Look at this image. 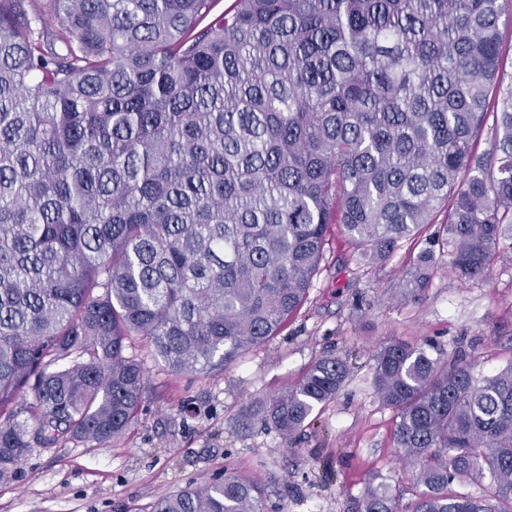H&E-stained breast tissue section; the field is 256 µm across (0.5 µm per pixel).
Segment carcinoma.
Returning a JSON list of instances; mask_svg holds the SVG:
<instances>
[{
    "label": "carcinoma",
    "instance_id": "1",
    "mask_svg": "<svg viewBox=\"0 0 512 512\" xmlns=\"http://www.w3.org/2000/svg\"><path fill=\"white\" fill-rule=\"evenodd\" d=\"M0 0V480L32 445L120 439L140 409L143 336L171 372L212 374L307 298L328 228L382 262L430 224L402 294L439 261L512 260V0ZM491 147L475 151L484 128ZM374 390L423 487L347 512H512V366L397 339ZM350 374L317 360L244 409L246 431L312 425ZM479 483V491L451 490ZM138 512H264L229 475Z\"/></svg>",
    "mask_w": 512,
    "mask_h": 512
}]
</instances>
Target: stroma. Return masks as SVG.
<instances>
[{
  "instance_id": "obj_1",
  "label": "stroma",
  "mask_w": 512,
  "mask_h": 512,
  "mask_svg": "<svg viewBox=\"0 0 512 512\" xmlns=\"http://www.w3.org/2000/svg\"><path fill=\"white\" fill-rule=\"evenodd\" d=\"M417 249L406 242L374 265L333 228L302 307L270 343L217 375L170 373L133 337L128 352L143 360L148 380L124 437L102 447L64 437L29 448L0 481V512H131L231 474L265 486L264 512H347L350 498L377 483L410 500L413 468L397 458L393 414L373 390L379 347L400 339L455 354L479 380L512 365V263L467 282L441 268L412 303L398 284ZM345 353L354 363L349 377L294 440L239 429L247 404L295 383L317 359Z\"/></svg>"
}]
</instances>
